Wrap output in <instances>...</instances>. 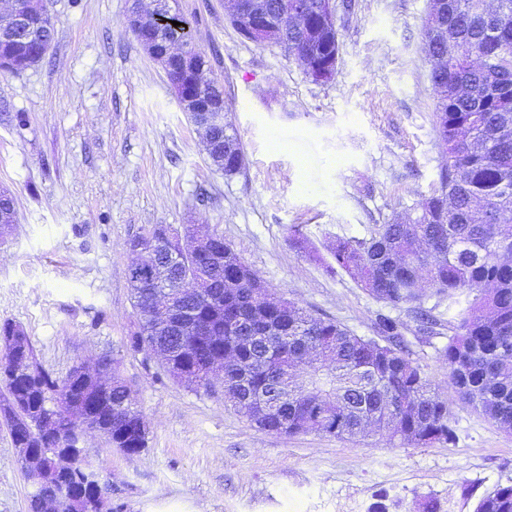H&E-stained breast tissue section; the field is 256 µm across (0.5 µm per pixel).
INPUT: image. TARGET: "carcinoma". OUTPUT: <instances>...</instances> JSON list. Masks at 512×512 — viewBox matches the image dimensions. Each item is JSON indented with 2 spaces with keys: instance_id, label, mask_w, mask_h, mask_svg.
Listing matches in <instances>:
<instances>
[{
  "instance_id": "obj_1",
  "label": "carcinoma",
  "mask_w": 512,
  "mask_h": 512,
  "mask_svg": "<svg viewBox=\"0 0 512 512\" xmlns=\"http://www.w3.org/2000/svg\"><path fill=\"white\" fill-rule=\"evenodd\" d=\"M309 12L288 26V52L325 63L339 54L340 33L329 24L325 0H307ZM441 11L424 25L423 45L432 49L431 71L438 144L448 157L438 182L419 208L392 224H374L362 239L338 236L331 247L330 272L352 275L361 288L388 307L415 313L418 331L431 334L437 321L421 306L423 287L448 295V307L462 293L473 299L453 317L454 334L443 353L448 384L458 400L497 425L512 427V0H439ZM165 37L180 41L188 21L167 15ZM180 26L175 27L172 22ZM224 162L213 165L231 176L241 172L243 151L232 124L217 132ZM224 249V270L206 288L192 280L170 289L173 296L194 294L198 321L211 335L182 331L174 339L173 365L167 375L197 389L194 378L212 360L234 368L224 371V402L259 421L261 407L246 397L278 387L262 429L294 435L317 431L353 437L369 422L388 430V440L416 445L455 440L448 403L432 391L420 367L406 355L401 322L388 314L376 318L383 342L364 339L342 324L312 316L288 302L278 308L263 297L264 285L232 246ZM137 323L128 349L152 356L151 343L168 337L144 317L158 300L148 281L129 277ZM112 369L107 402L83 416L60 409L64 400L82 398L73 367L64 378L43 368L29 382L0 373V413L10 432L22 427L30 411L58 415L49 435L30 445L43 449L41 464L53 468L55 449L68 434L94 429L125 454L141 440L137 426L115 407L126 380L120 361ZM474 512H512V485H498L478 500Z\"/></svg>"
}]
</instances>
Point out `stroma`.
Listing matches in <instances>:
<instances>
[{"mask_svg":"<svg viewBox=\"0 0 512 512\" xmlns=\"http://www.w3.org/2000/svg\"><path fill=\"white\" fill-rule=\"evenodd\" d=\"M338 11L335 73L314 82L275 45L244 39L224 0H170L224 86L245 156L240 174L209 162L163 69L129 27L133 0H47L52 47L28 70L0 71V189L16 222L0 241V324L20 325L43 368L65 376L111 355L146 422L138 454L100 433L84 447L112 512H473L512 484V431L461 405L442 350L446 296L422 299L437 335L386 310L343 273L326 272L334 236L361 238L428 195L446 157L433 123L428 0H353ZM164 224H207L283 297L376 338L378 313L404 324L407 356L448 402L453 444L266 432L225 405L221 381L194 391L127 347L137 321L129 244ZM306 238L300 253L290 233ZM32 481L0 418V512H29Z\"/></svg>","mask_w":512,"mask_h":512,"instance_id":"1","label":"stroma"}]
</instances>
